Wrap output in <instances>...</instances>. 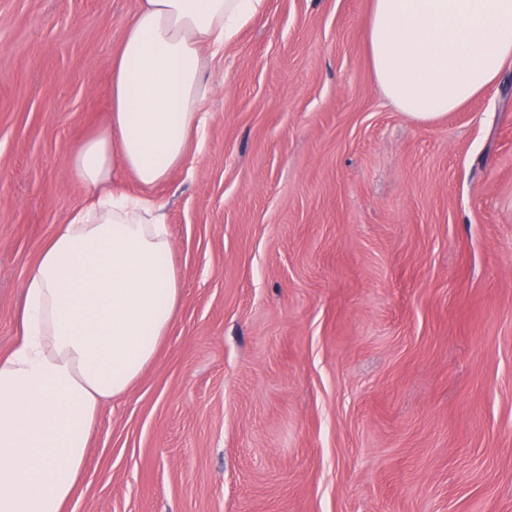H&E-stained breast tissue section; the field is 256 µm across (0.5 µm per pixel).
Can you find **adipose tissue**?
I'll use <instances>...</instances> for the list:
<instances>
[{"label":"adipose tissue","instance_id":"adipose-tissue-1","mask_svg":"<svg viewBox=\"0 0 512 512\" xmlns=\"http://www.w3.org/2000/svg\"><path fill=\"white\" fill-rule=\"evenodd\" d=\"M266 0H141L112 59V105L68 156L91 199L23 284V334L0 358V512H69L102 403L125 395L176 320L181 284L153 191L204 142L205 73ZM374 77L419 120L455 111L512 59V0H373ZM134 179L139 193L123 190Z\"/></svg>","mask_w":512,"mask_h":512}]
</instances>
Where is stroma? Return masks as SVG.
I'll list each match as a JSON object with an SVG mask.
<instances>
[{
    "mask_svg": "<svg viewBox=\"0 0 512 512\" xmlns=\"http://www.w3.org/2000/svg\"><path fill=\"white\" fill-rule=\"evenodd\" d=\"M138 7L0 0L1 355ZM370 9L267 0L210 61L207 140L156 190L179 313L72 512H512V60L414 119Z\"/></svg>",
    "mask_w": 512,
    "mask_h": 512,
    "instance_id": "35a3bbf8",
    "label": "stroma"
}]
</instances>
